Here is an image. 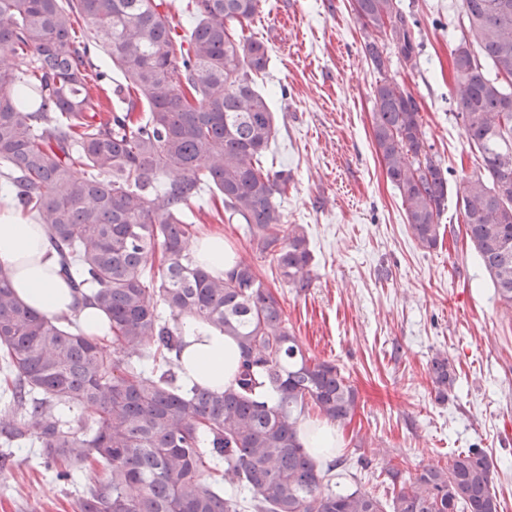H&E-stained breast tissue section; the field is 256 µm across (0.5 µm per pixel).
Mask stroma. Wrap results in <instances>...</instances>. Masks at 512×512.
I'll return each mask as SVG.
<instances>
[{"mask_svg": "<svg viewBox=\"0 0 512 512\" xmlns=\"http://www.w3.org/2000/svg\"><path fill=\"white\" fill-rule=\"evenodd\" d=\"M400 7L414 23L417 64L394 56L379 72L363 54L373 31L357 20L352 0H260L253 30L270 62L258 85L277 124L267 156L291 176L281 205L287 222L305 230L310 288L298 294L281 283L209 190L187 214L252 261L310 355L349 373L359 407L337 429L335 453L353 471L368 460L366 488L390 499L380 479L387 468L413 473L446 462L451 451L479 448L492 463L500 512H512V308L477 260L456 196L475 170L448 77L462 0H400ZM382 79L416 99L427 141L448 169L444 240L434 250L414 239L372 144V90ZM439 352L456 375L443 402L428 374ZM39 453L31 442L0 441V457L10 460L0 469V512H79L104 472L59 481Z\"/></svg>", "mask_w": 512, "mask_h": 512, "instance_id": "1", "label": "stroma"}]
</instances>
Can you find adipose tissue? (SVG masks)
Listing matches in <instances>:
<instances>
[{
    "label": "adipose tissue",
    "mask_w": 512,
    "mask_h": 512,
    "mask_svg": "<svg viewBox=\"0 0 512 512\" xmlns=\"http://www.w3.org/2000/svg\"><path fill=\"white\" fill-rule=\"evenodd\" d=\"M191 250L197 265L211 275H223L230 267L221 233H200ZM0 267L8 271L16 296L28 308L63 322H77L85 333L110 337L106 313L82 300L61 273L57 251L43 224L9 204L0 205ZM183 331L179 361L183 378L215 391L223 389L237 372L234 339L195 321L186 322Z\"/></svg>",
    "instance_id": "obj_1"
}]
</instances>
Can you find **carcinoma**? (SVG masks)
<instances>
[{"label": "carcinoma", "instance_id": "1", "mask_svg": "<svg viewBox=\"0 0 512 512\" xmlns=\"http://www.w3.org/2000/svg\"><path fill=\"white\" fill-rule=\"evenodd\" d=\"M451 52L453 99L479 170L460 192L466 236L500 301L512 307V0H462ZM377 37L363 53L378 72L386 45L417 64L399 0H356ZM259 0H0V176L49 231L62 273L109 316L112 346L38 314L0 268V394L20 413L0 428L43 448L62 480L106 470L80 512H500L487 454L470 448L413 475L385 471L386 505L352 474L349 488L304 448L310 413L350 422L357 390L313 358L247 260L212 277L188 252V202L207 185L228 218L300 293L311 286L303 229L286 223L288 172L264 165L275 116L256 77L268 48L247 33ZM125 78V104L96 119L92 49ZM28 63L20 70L15 62ZM373 145L421 248L443 241L448 168L432 153L414 97L373 87ZM147 107L144 118L133 112ZM236 341L240 365L216 392L179 374L183 321ZM444 394L448 355L428 368ZM224 463V470L217 468Z\"/></svg>", "mask_w": 512, "mask_h": 512}]
</instances>
